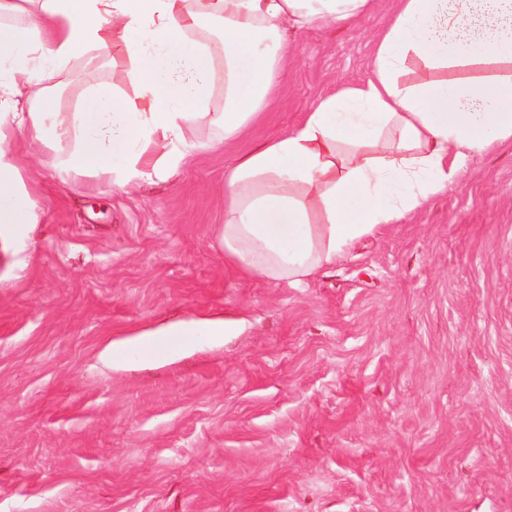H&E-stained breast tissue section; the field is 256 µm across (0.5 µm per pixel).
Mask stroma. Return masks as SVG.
<instances>
[{
  "label": "stroma",
  "mask_w": 512,
  "mask_h": 512,
  "mask_svg": "<svg viewBox=\"0 0 512 512\" xmlns=\"http://www.w3.org/2000/svg\"><path fill=\"white\" fill-rule=\"evenodd\" d=\"M396 0L288 36L246 136L200 122L121 190L13 147L40 222L0 247V512H512V143L297 285L224 262V172L371 75ZM221 318L166 357L111 342Z\"/></svg>",
  "instance_id": "35a3bbf8"
}]
</instances>
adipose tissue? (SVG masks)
Segmentation results:
<instances>
[{
  "instance_id": "ef3b65f1",
  "label": "adipose tissue",
  "mask_w": 512,
  "mask_h": 512,
  "mask_svg": "<svg viewBox=\"0 0 512 512\" xmlns=\"http://www.w3.org/2000/svg\"><path fill=\"white\" fill-rule=\"evenodd\" d=\"M373 0H0V241L26 268L39 222L29 176L9 147L27 126L44 143L74 139L66 176L113 186L164 178L202 118L243 136L288 63L289 31L339 24ZM120 41L136 94L90 80L62 111L60 69L97 66ZM224 109L208 113L216 67ZM512 141V0H397L371 75L343 86L298 126L256 145L224 174L218 239L244 274L295 284L326 272L363 237L446 191L468 154ZM223 320L143 332L170 351Z\"/></svg>"
}]
</instances>
